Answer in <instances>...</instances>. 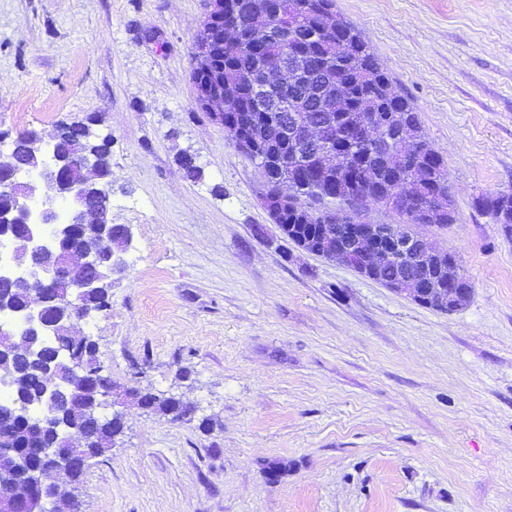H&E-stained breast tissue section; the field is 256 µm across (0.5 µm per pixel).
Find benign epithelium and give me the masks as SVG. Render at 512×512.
Wrapping results in <instances>:
<instances>
[{
    "label": "benign epithelium",
    "mask_w": 512,
    "mask_h": 512,
    "mask_svg": "<svg viewBox=\"0 0 512 512\" xmlns=\"http://www.w3.org/2000/svg\"><path fill=\"white\" fill-rule=\"evenodd\" d=\"M210 10L197 31L192 48V78L195 85L196 104L209 112L211 119L224 124V112L236 101L237 93L232 85L212 79V62L225 46L240 36V24L236 15L225 11L227 0H208ZM251 28L259 39L269 37V13L260 10L251 20ZM297 83L308 89L317 99L336 98L340 94L327 81L318 85L311 82L304 64L292 59L284 50L268 57L253 75V92L265 93ZM293 131L303 145L310 168L327 178L345 173L337 166L339 156L333 148L332 128L326 124H302L297 117L280 126V132ZM347 136L353 142L379 141L380 128L373 122L359 120L349 125ZM237 151L255 161L262 172L267 167L256 157L257 145L253 136L232 135ZM98 157L94 153H78V162L65 156H55L49 163H31L19 158L17 150L0 153V242L13 248L14 260L21 273L16 276H0V307L9 304L8 295L25 293L38 298L22 309L21 332L11 326H0L1 336L19 335L26 342V355L40 354L34 348V340L41 336H59L69 332L74 322L85 318L89 311L83 307L82 298L100 288L102 269L122 265L120 255H113L106 248L112 220L97 210L95 199L88 194V187L96 176ZM420 174L404 184L393 186L387 192L390 205L399 207L414 196ZM67 206L65 219H60L57 203ZM262 207L271 220L288 213L291 203L288 197L263 196ZM327 223L336 225V236H344L336 261L348 266L358 265L361 258L373 253L381 238H387L388 248L394 251L407 266L414 264L429 268V257L434 248L423 235L392 224L384 230L377 224H349V217L334 209L327 214ZM86 224H94L101 234L91 236V241L69 253L56 249V242ZM461 274L453 261L448 269L440 270L430 280V292L441 299H454L466 293L460 287ZM397 294L423 300L425 285L419 278L406 274L391 286ZM62 310L63 315L48 313L49 306ZM45 396L49 404L60 405L75 396L73 387L65 383H51ZM92 454L87 447L68 445L64 448H37L35 455L25 465H19V455L12 450L0 449V465L8 464L20 471L23 485L0 490V512H48V506L66 496L59 485L47 482L49 474L63 471L72 475L85 469Z\"/></svg>",
    "instance_id": "benign-epithelium-1"
}]
</instances>
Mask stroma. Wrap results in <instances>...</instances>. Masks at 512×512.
I'll use <instances>...</instances> for the list:
<instances>
[{
	"instance_id": "35a3bbf8",
	"label": "stroma",
	"mask_w": 512,
	"mask_h": 512,
	"mask_svg": "<svg viewBox=\"0 0 512 512\" xmlns=\"http://www.w3.org/2000/svg\"><path fill=\"white\" fill-rule=\"evenodd\" d=\"M448 168L422 234L472 284L441 313L301 250L262 172L194 102L207 0H0V150L97 117L124 265L80 320L124 427L69 482L77 512H512V0H336ZM191 155L200 180L186 177ZM477 205L495 222L501 224L507 235H512V191L480 197ZM141 397L146 400L149 409H155L165 415H170L172 420L179 421L186 414V409L182 407L180 400L174 397L160 399L150 392L141 393Z\"/></svg>"
}]
</instances>
